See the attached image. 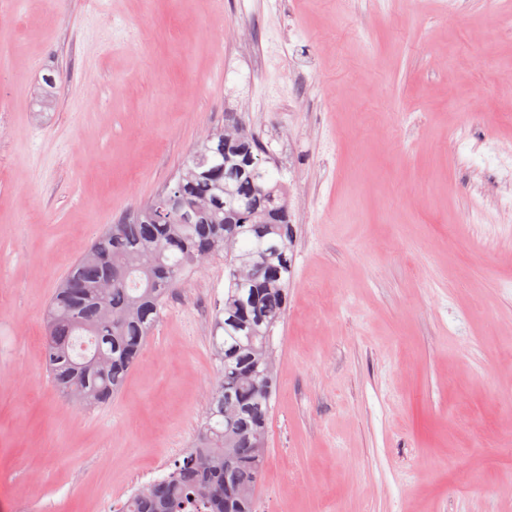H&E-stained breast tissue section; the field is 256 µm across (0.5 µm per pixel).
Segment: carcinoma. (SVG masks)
<instances>
[{
    "instance_id": "cac0c4a2",
    "label": "carcinoma",
    "mask_w": 512,
    "mask_h": 512,
    "mask_svg": "<svg viewBox=\"0 0 512 512\" xmlns=\"http://www.w3.org/2000/svg\"><path fill=\"white\" fill-rule=\"evenodd\" d=\"M245 125L207 134L149 203L108 225L46 312L44 361L66 398L112 402L185 273L224 254L212 322L220 377L194 448L122 512H254L276 387L274 334L293 276L288 186Z\"/></svg>"
}]
</instances>
